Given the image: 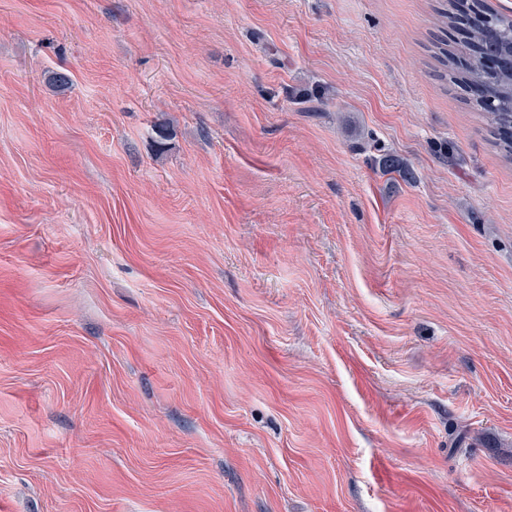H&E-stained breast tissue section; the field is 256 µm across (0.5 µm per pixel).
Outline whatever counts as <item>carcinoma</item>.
Returning <instances> with one entry per match:
<instances>
[{
  "label": "carcinoma",
  "mask_w": 512,
  "mask_h": 512,
  "mask_svg": "<svg viewBox=\"0 0 512 512\" xmlns=\"http://www.w3.org/2000/svg\"><path fill=\"white\" fill-rule=\"evenodd\" d=\"M438 21L462 34L455 50L435 53L442 77L468 93L495 148L512 161V15L489 0H446Z\"/></svg>",
  "instance_id": "1"
}]
</instances>
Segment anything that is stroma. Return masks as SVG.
Instances as JSON below:
<instances>
[{
	"label": "stroma",
	"instance_id": "obj_1",
	"mask_svg": "<svg viewBox=\"0 0 512 512\" xmlns=\"http://www.w3.org/2000/svg\"><path fill=\"white\" fill-rule=\"evenodd\" d=\"M442 5L0 0V512H512V163Z\"/></svg>",
	"mask_w": 512,
	"mask_h": 512
}]
</instances>
